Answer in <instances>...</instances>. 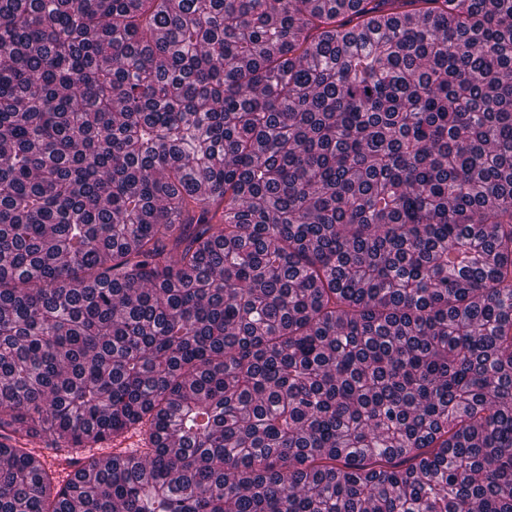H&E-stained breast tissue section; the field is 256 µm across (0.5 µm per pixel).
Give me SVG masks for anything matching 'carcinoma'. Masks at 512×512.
<instances>
[{"mask_svg": "<svg viewBox=\"0 0 512 512\" xmlns=\"http://www.w3.org/2000/svg\"><path fill=\"white\" fill-rule=\"evenodd\" d=\"M0 512H512V0H0Z\"/></svg>", "mask_w": 512, "mask_h": 512, "instance_id": "carcinoma-1", "label": "carcinoma"}]
</instances>
